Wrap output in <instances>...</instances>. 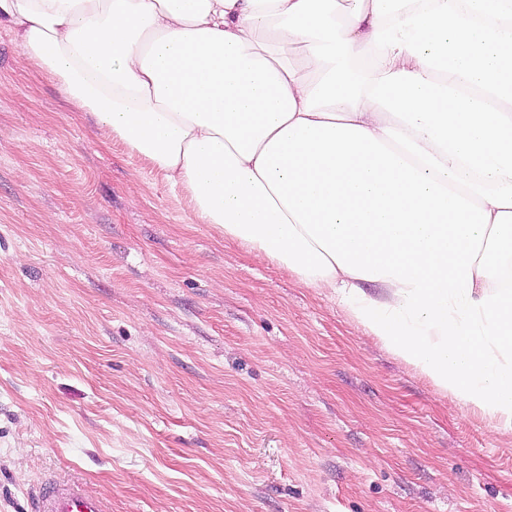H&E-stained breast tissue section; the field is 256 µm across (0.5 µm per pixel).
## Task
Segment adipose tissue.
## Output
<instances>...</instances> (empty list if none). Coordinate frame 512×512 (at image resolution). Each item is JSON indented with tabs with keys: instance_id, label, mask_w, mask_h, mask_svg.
I'll return each mask as SVG.
<instances>
[{
	"instance_id": "1",
	"label": "adipose tissue",
	"mask_w": 512,
	"mask_h": 512,
	"mask_svg": "<svg viewBox=\"0 0 512 512\" xmlns=\"http://www.w3.org/2000/svg\"><path fill=\"white\" fill-rule=\"evenodd\" d=\"M193 212L512 434V0H0Z\"/></svg>"
}]
</instances>
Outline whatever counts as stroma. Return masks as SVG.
<instances>
[{"instance_id": "obj_1", "label": "stroma", "mask_w": 512, "mask_h": 512, "mask_svg": "<svg viewBox=\"0 0 512 512\" xmlns=\"http://www.w3.org/2000/svg\"><path fill=\"white\" fill-rule=\"evenodd\" d=\"M512 512V435L224 240L0 26V512ZM34 512H102L101 501L79 483L46 481L33 500Z\"/></svg>"}]
</instances>
